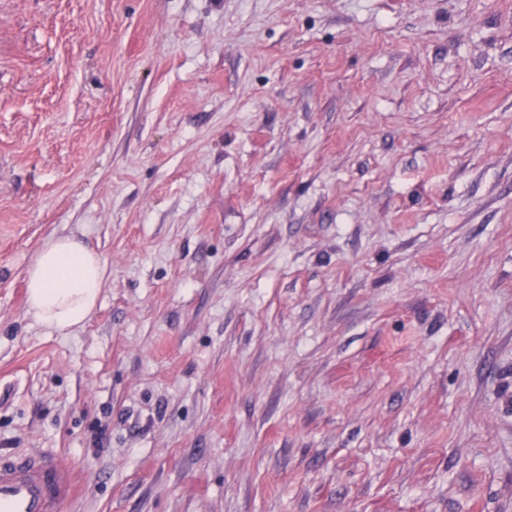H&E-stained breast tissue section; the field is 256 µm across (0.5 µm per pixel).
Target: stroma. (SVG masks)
I'll list each match as a JSON object with an SVG mask.
<instances>
[{"label": "stroma", "mask_w": 512, "mask_h": 512, "mask_svg": "<svg viewBox=\"0 0 512 512\" xmlns=\"http://www.w3.org/2000/svg\"><path fill=\"white\" fill-rule=\"evenodd\" d=\"M508 399L512 0H0V456L66 512H512ZM106 265L94 248L72 236L51 233L27 269L28 312L57 332L84 324L106 282ZM74 493L73 469L42 448L0 458L1 512H61Z\"/></svg>", "instance_id": "obj_1"}]
</instances>
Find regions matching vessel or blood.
<instances>
[{"mask_svg": "<svg viewBox=\"0 0 512 512\" xmlns=\"http://www.w3.org/2000/svg\"><path fill=\"white\" fill-rule=\"evenodd\" d=\"M74 472L57 453L38 448L0 458V512H61Z\"/></svg>", "mask_w": 512, "mask_h": 512, "instance_id": "1", "label": "vessel or blood"}]
</instances>
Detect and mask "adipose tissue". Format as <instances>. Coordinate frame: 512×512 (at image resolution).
<instances>
[{
  "label": "adipose tissue",
  "mask_w": 512,
  "mask_h": 512,
  "mask_svg": "<svg viewBox=\"0 0 512 512\" xmlns=\"http://www.w3.org/2000/svg\"><path fill=\"white\" fill-rule=\"evenodd\" d=\"M94 248L72 236L50 234L27 269L28 312L43 327L67 332L92 314L106 282Z\"/></svg>",
  "instance_id": "adipose-tissue-1"
}]
</instances>
